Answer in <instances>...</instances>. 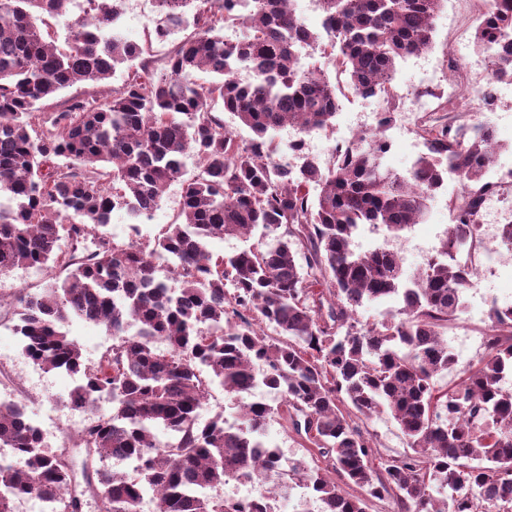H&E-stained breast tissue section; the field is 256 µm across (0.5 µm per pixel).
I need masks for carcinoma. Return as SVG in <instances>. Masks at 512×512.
Masks as SVG:
<instances>
[{"label": "carcinoma", "mask_w": 512, "mask_h": 512, "mask_svg": "<svg viewBox=\"0 0 512 512\" xmlns=\"http://www.w3.org/2000/svg\"><path fill=\"white\" fill-rule=\"evenodd\" d=\"M85 2L60 42L43 26L74 0H0V276L51 273L40 290L0 304V322H14L23 359L75 380L71 409L106 403L83 430L92 459L83 478L101 512H139L148 491L155 512H267L266 501L288 488L285 476L309 489L321 512H366L368 496L391 499L395 512H512V305L490 306L480 364L450 390L435 389L456 363L441 330L466 309L462 257L479 248L476 220L497 192L485 179L492 128L479 124L463 140L455 115L419 123L426 153L407 175L386 166L384 141L368 132L326 168L308 157L288 169L275 158L278 130L306 137L336 118V85L303 69L300 45L327 39L353 93H384L400 60L432 47L444 0H321V34L292 0H153L159 39L193 28L159 76L122 35L125 0ZM231 20L243 35L228 42ZM475 41L491 54L488 80L511 81L512 0L490 3ZM122 66L126 78L103 101L41 112L61 90L106 81ZM241 67L246 82L236 77ZM193 71L208 77L190 80ZM219 101L249 140L224 126ZM190 153L198 172L188 178ZM450 167L461 182L454 223L424 269L409 275L397 252L357 250L364 227L387 239L421 223ZM173 183L182 187L180 221L151 240L113 239L115 209L137 221ZM260 228L274 234L262 247L217 257L206 247ZM160 257L179 288L159 275ZM388 299L396 314L360 321L359 308ZM74 319L112 336L93 363L63 330ZM215 382L236 398L232 423L222 411L200 421ZM264 387L279 394L277 406L243 399ZM25 413L22 398L0 401V448L12 450L0 462V512L32 496L82 512L71 465ZM383 413L409 451L378 471L365 424ZM276 415L326 467L283 472L279 449L265 441ZM114 457L136 475L113 468ZM231 480L254 495L215 493ZM349 484L366 497L348 494Z\"/></svg>", "instance_id": "obj_1"}]
</instances>
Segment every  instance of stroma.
I'll list each match as a JSON object with an SVG mask.
<instances>
[{
  "label": "stroma",
  "mask_w": 512,
  "mask_h": 512,
  "mask_svg": "<svg viewBox=\"0 0 512 512\" xmlns=\"http://www.w3.org/2000/svg\"><path fill=\"white\" fill-rule=\"evenodd\" d=\"M486 8V0H444L435 19L432 48L421 56L401 61L389 93L366 100L346 89L347 77L337 73L333 63L334 53L326 41H319L305 49L303 62L306 66L325 73L331 80L343 85L336 121L332 127L311 135L310 156L319 159L322 165H331L335 146L352 136L364 112L372 109L407 112L414 99L421 96L428 100L432 116H439L445 110L462 112L467 122L477 121L494 127L503 145L495 157L494 167L512 173V95L503 96L488 110L480 102L463 97L458 86L448 77V60L453 57L466 67L469 83L480 81V74L471 70L470 65L479 54L474 44V32ZM125 11L129 14L137 13L138 18L123 24L124 36L139 43L145 57L154 60L163 58L172 43L158 40L154 36L153 0H126ZM426 69L434 72V79L428 84L420 81ZM385 136L391 145L387 155L388 165L400 173H408L419 155L425 151L422 139L415 130L400 127L388 129ZM460 193L461 184L457 176L448 174L430 201L423 223L414 225L403 234L405 246L410 248L421 245L429 250L436 249L451 222L448 202L459 197ZM180 195V186L171 185L151 218L140 219L135 225L130 224L124 211L114 212L109 226L113 237L119 242L133 236L141 239L154 237L163 225L172 223L176 218L180 209ZM465 295V313L442 331L449 350L457 358L453 370L438 375L435 380L437 387L442 389L457 384L486 355L484 337L491 325L489 304L494 300L503 305L512 302V264L502 265L483 287L467 288ZM24 368L19 355L18 336L12 326L0 325V394L24 396L30 417L37 421H46L52 415L63 419L69 417L70 409L65 400L74 386L73 379L62 373L46 372L36 376L34 381L27 382L21 378ZM265 439L271 447L280 450L284 463L307 462L311 459L310 443L280 418H272L269 422Z\"/></svg>",
  "instance_id": "stroma-1"
}]
</instances>
